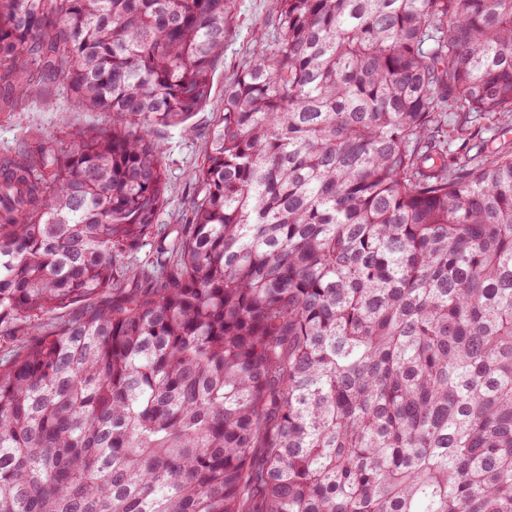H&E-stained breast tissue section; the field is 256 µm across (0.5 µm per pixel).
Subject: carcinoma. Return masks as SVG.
Here are the masks:
<instances>
[{"mask_svg":"<svg viewBox=\"0 0 512 512\" xmlns=\"http://www.w3.org/2000/svg\"><path fill=\"white\" fill-rule=\"evenodd\" d=\"M234 23L0 0V112L112 114L0 157V512H512V150L435 135L512 115V0H278L128 288Z\"/></svg>","mask_w":512,"mask_h":512,"instance_id":"carcinoma-1","label":"carcinoma"}]
</instances>
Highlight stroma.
I'll return each mask as SVG.
<instances>
[{
	"mask_svg": "<svg viewBox=\"0 0 512 512\" xmlns=\"http://www.w3.org/2000/svg\"><path fill=\"white\" fill-rule=\"evenodd\" d=\"M236 23L224 45L210 99L202 112L194 114L188 127L161 130L172 193L159 213L151 236L124 254L122 266L135 269L151 260L161 241L173 238L195 192V173L203 161L204 134L224 108V86L253 58L258 38L276 32V0H233ZM106 112L83 110L68 93L62 79L47 81L42 93L30 96L23 109L0 112V156L14 152L19 143L35 142L42 134H58L71 127H102L111 124Z\"/></svg>",
	"mask_w": 512,
	"mask_h": 512,
	"instance_id": "1",
	"label": "stroma"
}]
</instances>
